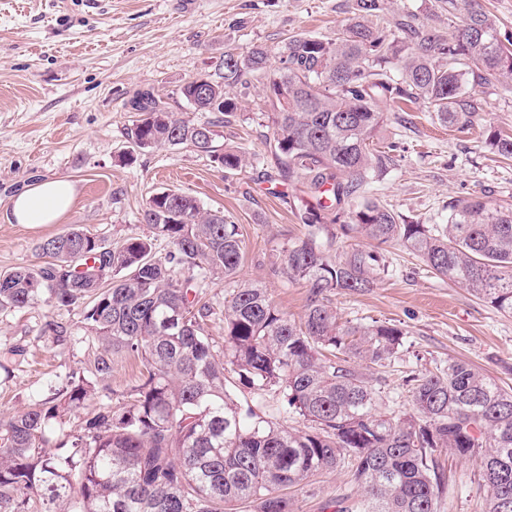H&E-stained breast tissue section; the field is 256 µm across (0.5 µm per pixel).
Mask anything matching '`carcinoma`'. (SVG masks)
Returning <instances> with one entry per match:
<instances>
[{
  "mask_svg": "<svg viewBox=\"0 0 512 512\" xmlns=\"http://www.w3.org/2000/svg\"><path fill=\"white\" fill-rule=\"evenodd\" d=\"M389 4L354 0V17L334 36L288 37L277 66L263 44L226 50L222 70L179 88L193 111L211 114L207 120L179 116L147 93L131 101L133 147L186 145L233 172L245 166V153L217 148V128L237 116L233 91L262 84L271 122L265 142L278 177L300 181L309 196L306 232L275 261L289 280L306 284L307 308L296 321L261 286L233 289L224 297L217 360L205 334L214 315L205 290L212 278L236 277L243 242L223 211L183 192L149 197L142 221L151 239L112 246L72 228L45 240L46 261L5 273L0 312L81 305L101 351L95 378L73 379L0 421V512H297L282 490L339 468L357 494L336 512H436L447 449L476 464L485 512H512V389L451 360L404 377L412 412H385L382 384L367 372L399 358L407 331L379 320L342 322L329 302L391 276L379 249L396 243L428 271L512 314L511 206L451 202L446 223L408 224L367 196L394 163V148L375 143L389 108L421 103L441 124H470L475 105L466 87L512 79V35L500 36L496 18L475 0H437L448 12L443 30L413 13L375 24ZM487 143L512 158L511 135L492 132ZM338 232L373 248L333 256L324 239ZM158 239L173 246L163 257L154 252ZM43 332L58 346L71 335L55 320ZM119 353L140 361V383L52 441L55 426L97 399ZM230 385L252 402L237 401ZM273 389L281 413L308 430L266 417L260 398Z\"/></svg>",
  "mask_w": 512,
  "mask_h": 512,
  "instance_id": "carcinoma-1",
  "label": "carcinoma"
}]
</instances>
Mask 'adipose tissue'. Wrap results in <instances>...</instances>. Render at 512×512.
Wrapping results in <instances>:
<instances>
[{
  "label": "adipose tissue",
  "instance_id": "1",
  "mask_svg": "<svg viewBox=\"0 0 512 512\" xmlns=\"http://www.w3.org/2000/svg\"><path fill=\"white\" fill-rule=\"evenodd\" d=\"M76 186L66 179H43L26 186L11 205L9 219L17 224H53L73 207Z\"/></svg>",
  "mask_w": 512,
  "mask_h": 512
}]
</instances>
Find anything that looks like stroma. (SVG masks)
I'll use <instances>...</instances> for the list:
<instances>
[{"label":"stroma","instance_id":"35a3bbf8","mask_svg":"<svg viewBox=\"0 0 512 512\" xmlns=\"http://www.w3.org/2000/svg\"><path fill=\"white\" fill-rule=\"evenodd\" d=\"M352 0H0V273L39 265L47 238L81 227L109 243L152 230L141 214L155 192L173 189L204 208L224 211L237 224L245 255L237 277L216 280L206 298L217 312L205 330L224 352L218 312L233 288L257 283L288 317L307 304L303 284L275 272L276 251L305 232L298 210L300 182L271 185L275 168L262 137L268 107L260 89L239 100L222 141L241 147L242 171L227 173L185 145L164 146L120 162L130 148L131 100L150 92L186 111L178 96L186 81L217 70L227 49L254 44L277 48L290 36H333L351 16ZM477 105L470 126L440 125L425 107L393 112L379 145H394L392 171L375 195L407 221L440 224L453 200L481 197L512 203V160L486 144L490 132L512 135V81L472 84ZM44 178L73 181V208L54 224H11V199ZM395 274L360 293L336 294L345 320L374 318L407 331L395 364L380 369L390 410L410 411L402 378L451 360L471 363L512 386V314L497 312L468 289L436 277L399 245L387 246ZM69 325L68 344L41 333L45 321ZM99 343L79 309L40 305L0 314V420L23 411L72 375L90 376ZM449 479L437 512H484L475 463L444 453ZM354 488L343 470L315 477L293 492L296 512H323L328 501Z\"/></svg>","mask_w":512,"mask_h":512}]
</instances>
